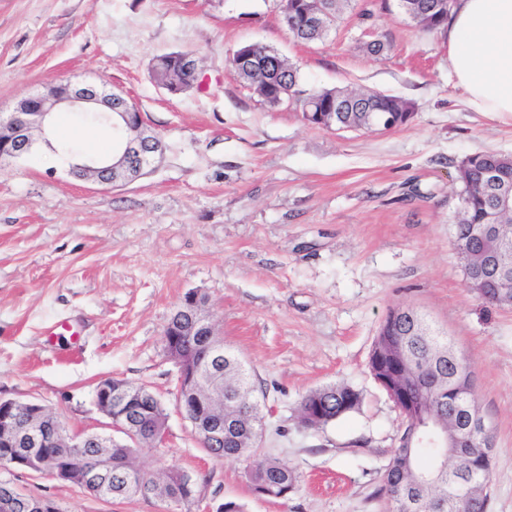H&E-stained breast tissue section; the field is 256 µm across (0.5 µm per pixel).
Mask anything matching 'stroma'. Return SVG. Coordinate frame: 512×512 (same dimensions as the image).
I'll return each instance as SVG.
<instances>
[{"label":"stroma","instance_id":"stroma-1","mask_svg":"<svg viewBox=\"0 0 512 512\" xmlns=\"http://www.w3.org/2000/svg\"><path fill=\"white\" fill-rule=\"evenodd\" d=\"M282 0H0V113L46 83L86 80L124 96L166 150L119 188L74 179L35 145L0 168V398L38 402L70 431H105L106 379L144 384L167 437L142 469L196 479L190 512H388L381 475L402 416L368 363L390 309L411 306L465 356L495 440L488 512H512V307L468 288L454 243L467 156L512 155V115L464 105L442 31L397 0H351L329 35L294 39ZM381 40L385 53L365 52ZM273 47L301 89L380 92L414 105L392 131L329 130L296 105H265L230 59ZM192 53L194 86L171 92L153 56ZM71 149L110 143L109 127L60 115ZM208 298L251 369L265 415L261 450L294 469L285 500L253 494L246 460L216 461L173 404L177 368L163 330L184 295ZM67 324L72 335H50ZM345 383L361 404L319 429L297 420L310 390ZM0 480L62 512H163L155 498L104 500L78 485L0 467Z\"/></svg>","mask_w":512,"mask_h":512}]
</instances>
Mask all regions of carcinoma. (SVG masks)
I'll list each match as a JSON object with an SVG mask.
<instances>
[{"mask_svg":"<svg viewBox=\"0 0 512 512\" xmlns=\"http://www.w3.org/2000/svg\"><path fill=\"white\" fill-rule=\"evenodd\" d=\"M302 0H284L288 10V31L297 40L315 42L321 40L318 26L310 23L304 14ZM437 0H407L414 22L424 31L440 25L443 18L433 11ZM254 57L248 66L238 72L242 83L253 90L261 100L274 106L276 86L284 83L292 90L294 104L301 107L304 100L312 97L319 108L336 104V89L302 90L299 88L297 69L281 59L280 53L271 47L254 45ZM183 52H169L152 59L151 69L157 77L171 84L170 91L182 92L180 84L183 73ZM373 111L367 112L349 104L342 113L343 124L360 126L367 124L378 113L395 112L406 125L412 103L392 95H381L372 102ZM480 159L488 165L512 173V155L496 152H480L469 157V162ZM457 179L466 200L465 210L454 227L455 244L463 251L468 244V233L474 224L484 223V215L494 194L512 197V180L498 188L480 185L471 178L469 169L458 168ZM374 344L387 361L402 353L409 364L406 374L393 381L410 393L415 413L439 412L448 409L453 391L459 389L461 373L468 363L455 352L448 337L435 330L427 319L414 325L399 323L389 317L379 326ZM224 391L241 389L242 397L255 399V387L250 375L241 373L238 355L224 350ZM346 396L360 397V393L345 384L327 385L307 392L301 399L297 419L306 428L318 429L357 409L352 405L342 407ZM321 401L323 414L313 418L310 405ZM265 421L261 408H256L247 430L224 439V447L214 450L219 459L245 458L251 460L247 475L254 492L272 487L277 494L291 495L298 487L299 476L288 465L276 458L258 454ZM75 461L90 465L99 462L93 448H64ZM492 460L485 459L479 444L466 446L455 454H448L439 436L422 433L420 422L412 415H404L400 430L399 445L393 450L391 460L382 475V491L390 502L391 512H441L448 503V493L458 492L467 486L483 491L477 503L479 512H488L490 494L488 483ZM165 493L179 492L183 502L193 503L194 482L192 477L178 469L168 470L167 482L161 485Z\"/></svg>","mask_w":512,"mask_h":512,"instance_id":"1","label":"carcinoma"}]
</instances>
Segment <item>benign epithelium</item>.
<instances>
[{
	"instance_id": "1",
	"label": "benign epithelium",
	"mask_w": 512,
	"mask_h": 512,
	"mask_svg": "<svg viewBox=\"0 0 512 512\" xmlns=\"http://www.w3.org/2000/svg\"><path fill=\"white\" fill-rule=\"evenodd\" d=\"M77 112H93L102 123L114 129L124 125L126 134L118 142L110 160H88L71 166L70 174L112 188L123 186L154 168L163 157L165 145L143 117H135L130 102L122 93L89 81H60L45 86L43 91L21 98L13 111L0 113V167L30 152L36 134L45 132L48 118L61 106ZM468 258L485 270L481 281L483 294L500 296L492 287L490 273L495 271L501 247L483 228L470 234ZM166 356L178 368L175 408L190 421L197 438L209 448L224 446V435L238 433L244 416V405L230 397L216 384V376L224 370V340L207 311V302L196 291H189L167 323L163 333ZM98 410L109 420L108 426L120 434L70 433L57 427L41 425L45 407L39 403L0 399V446L15 448L24 444L43 452L13 458L10 465L27 469L40 476L66 481L69 461L53 452V448H128L145 442L159 445L166 437V426H146L133 412L127 386L117 380L112 385L100 383L95 394ZM453 421L455 442L463 443L474 421L459 414L429 418L426 424L437 430L445 419ZM126 474L125 461L117 459L106 468L86 472L85 480L106 487L112 473ZM58 509L48 498L29 495H0V512H46Z\"/></svg>"
}]
</instances>
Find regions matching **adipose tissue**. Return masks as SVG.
Instances as JSON below:
<instances>
[{"label":"adipose tissue","instance_id":"ef3b65f1","mask_svg":"<svg viewBox=\"0 0 512 512\" xmlns=\"http://www.w3.org/2000/svg\"><path fill=\"white\" fill-rule=\"evenodd\" d=\"M443 30L448 72L469 106L512 114V0H456Z\"/></svg>","mask_w":512,"mask_h":512}]
</instances>
